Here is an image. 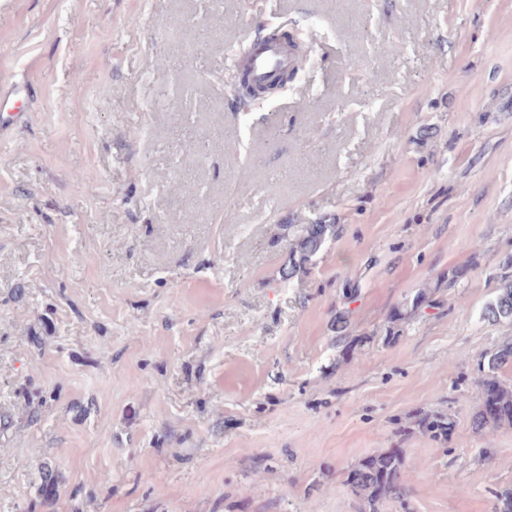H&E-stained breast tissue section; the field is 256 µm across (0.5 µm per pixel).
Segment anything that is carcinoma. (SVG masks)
<instances>
[{"label": "carcinoma", "instance_id": "carcinoma-1", "mask_svg": "<svg viewBox=\"0 0 512 512\" xmlns=\"http://www.w3.org/2000/svg\"><path fill=\"white\" fill-rule=\"evenodd\" d=\"M279 230L288 242V263L279 269V275L282 281L289 282L313 266L328 243L336 239L337 224L316 216L299 221L290 219L279 225ZM484 316L492 322L512 323V278L502 280L497 294L487 303ZM509 364L512 365V340L501 343L484 356L481 407L475 416L479 429L512 426V383L499 376ZM418 426L439 440L448 437L453 421L444 415H427L419 420ZM345 485L352 495L364 502L369 512H379L386 502H405L412 487L402 449L388 448L366 457L346 472Z\"/></svg>", "mask_w": 512, "mask_h": 512}]
</instances>
